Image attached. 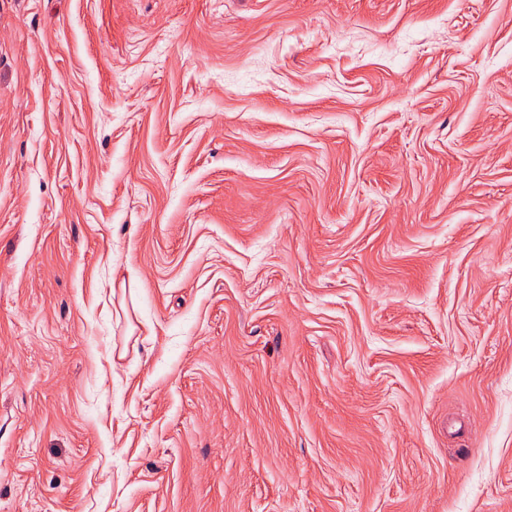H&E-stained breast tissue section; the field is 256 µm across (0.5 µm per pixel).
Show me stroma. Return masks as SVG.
<instances>
[{"label":"stroma","mask_w":512,"mask_h":512,"mask_svg":"<svg viewBox=\"0 0 512 512\" xmlns=\"http://www.w3.org/2000/svg\"><path fill=\"white\" fill-rule=\"evenodd\" d=\"M0 512H512V0H0Z\"/></svg>","instance_id":"obj_1"}]
</instances>
